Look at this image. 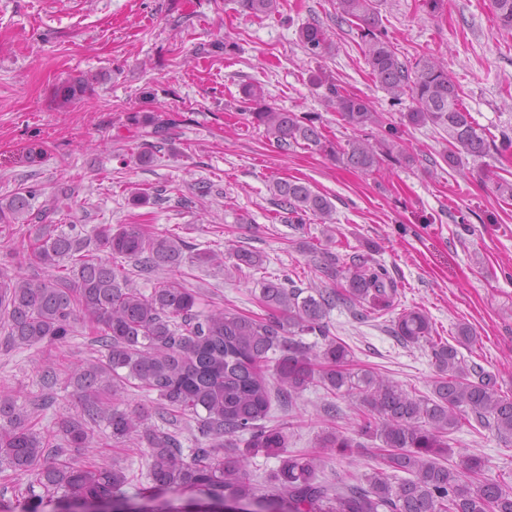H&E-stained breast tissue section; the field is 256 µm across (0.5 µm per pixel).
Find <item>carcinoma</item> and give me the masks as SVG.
<instances>
[{"instance_id":"cac0c4a2","label":"carcinoma","mask_w":512,"mask_h":512,"mask_svg":"<svg viewBox=\"0 0 512 512\" xmlns=\"http://www.w3.org/2000/svg\"><path fill=\"white\" fill-rule=\"evenodd\" d=\"M498 26L512 32V0H489ZM243 14L262 18L279 13V0H237ZM336 19L360 32L361 51L369 75L401 103L415 107L405 113L414 126L430 125L448 135L443 160L456 166L463 156L484 157L490 150L506 159L512 139L489 138L460 96L448 68L434 57L415 62L400 59L381 30L374 0H336ZM308 54L317 56L327 45L317 24L300 29ZM92 92L81 79L58 90L67 104ZM253 105V124L286 151L295 146L326 148L317 118L274 107L258 85L242 88ZM327 105L360 130L379 126L382 116L369 103L338 84L327 88ZM404 149L393 139H355L336 149V158L361 172H372L381 161ZM277 206L299 224L314 217L331 220L333 205L304 182L279 179L273 184ZM34 189H22L0 203V224L22 219L34 224L31 255L43 276L25 277L0 271V317L7 319L10 344L26 347L62 344L85 322L102 357L77 365L69 384L77 412L61 421L71 448H87L93 429L110 428L121 442L139 437L148 448L145 491L130 495L126 468L56 460L50 441L34 430L27 410L13 394L0 390V465L34 476L45 495L34 496L22 512H74L93 505L99 512H512V488L482 477L484 461L471 456L445 466L448 434L474 416L501 436H512V396L501 394L488 374H475L458 349L432 336L429 317L420 309L404 308L392 320V333L404 345L430 346L437 378L429 396L410 394L387 377L353 368V355L341 339L330 335L324 318L342 301L377 308L392 306L396 283L386 271L351 264L336 270V287L300 288L293 280L266 279L259 299L263 317L235 310H197L196 293L175 276L158 280L149 294L134 287L130 273L116 259L139 262L141 272L173 271L190 260L218 264V254L200 250L185 255L178 236L148 234L139 224H102L96 239L107 252L87 249V241L71 231L44 224L47 212H32ZM237 266L263 264L261 255L233 250ZM318 334L323 343L313 351L297 337ZM311 386L356 401L361 412L358 432L379 439L386 454L383 466L353 484L340 486L318 479L317 459L291 454L282 427L268 424L272 395L292 402ZM134 387L157 394L161 419L180 413L196 419V448L185 455L175 431L148 424L143 411L120 408L116 397ZM322 447L340 456L355 447L339 429L322 437ZM274 458L278 465L268 487H258L246 470L248 459Z\"/></svg>"}]
</instances>
